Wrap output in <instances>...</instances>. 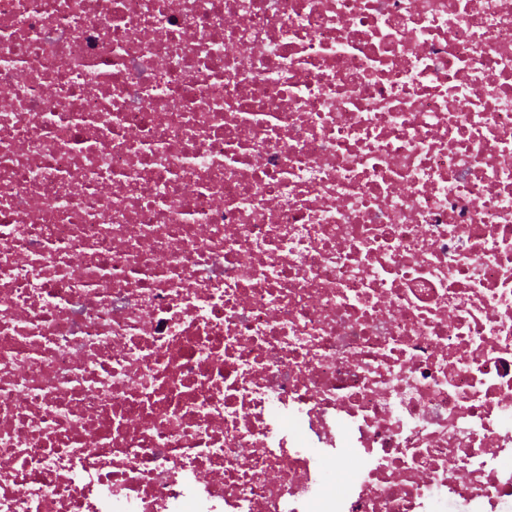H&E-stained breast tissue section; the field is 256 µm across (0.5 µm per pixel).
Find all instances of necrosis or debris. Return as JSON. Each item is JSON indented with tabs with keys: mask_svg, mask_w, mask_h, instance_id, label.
<instances>
[{
	"mask_svg": "<svg viewBox=\"0 0 512 512\" xmlns=\"http://www.w3.org/2000/svg\"><path fill=\"white\" fill-rule=\"evenodd\" d=\"M0 85V512L512 505V0H0Z\"/></svg>",
	"mask_w": 512,
	"mask_h": 512,
	"instance_id": "1",
	"label": "necrosis or debris"
}]
</instances>
